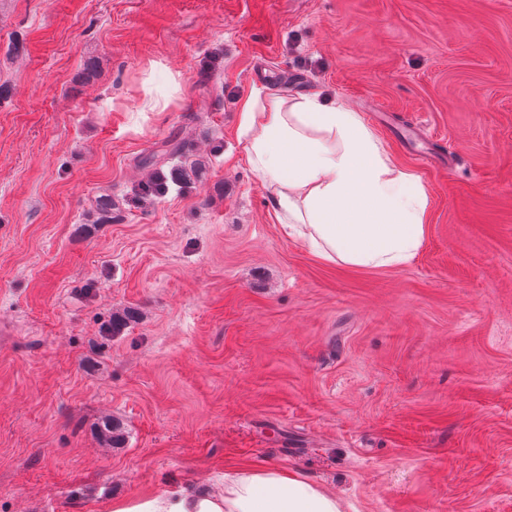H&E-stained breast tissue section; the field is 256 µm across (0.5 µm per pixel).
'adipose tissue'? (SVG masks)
Instances as JSON below:
<instances>
[{"label": "adipose tissue", "mask_w": 512, "mask_h": 512, "mask_svg": "<svg viewBox=\"0 0 512 512\" xmlns=\"http://www.w3.org/2000/svg\"><path fill=\"white\" fill-rule=\"evenodd\" d=\"M254 175L274 194L275 219L328 262L387 267L413 257L427 192L398 169L358 112L317 95L263 97L240 110ZM113 512H340L335 495L280 468L226 469L214 492L180 489L116 503Z\"/></svg>", "instance_id": "1"}]
</instances>
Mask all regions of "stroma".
I'll return each mask as SVG.
<instances>
[{
	"label": "stroma",
	"mask_w": 512,
	"mask_h": 512,
	"mask_svg": "<svg viewBox=\"0 0 512 512\" xmlns=\"http://www.w3.org/2000/svg\"><path fill=\"white\" fill-rule=\"evenodd\" d=\"M0 84V512L242 464L343 512H512V0H0ZM256 89L353 107L420 177L408 262L275 222Z\"/></svg>",
	"instance_id": "35a3bbf8"
}]
</instances>
